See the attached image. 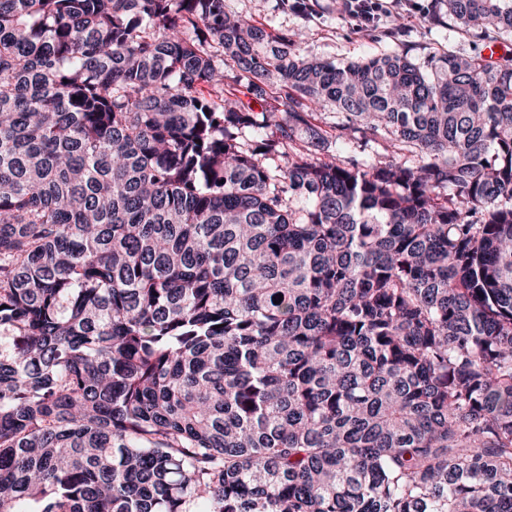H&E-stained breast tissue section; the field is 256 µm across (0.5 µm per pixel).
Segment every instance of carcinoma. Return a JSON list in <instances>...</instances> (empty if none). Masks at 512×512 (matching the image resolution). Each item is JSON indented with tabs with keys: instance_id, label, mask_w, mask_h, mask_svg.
<instances>
[{
	"instance_id": "cac0c4a2",
	"label": "carcinoma",
	"mask_w": 512,
	"mask_h": 512,
	"mask_svg": "<svg viewBox=\"0 0 512 512\" xmlns=\"http://www.w3.org/2000/svg\"><path fill=\"white\" fill-rule=\"evenodd\" d=\"M302 44L0 0V512H512V55Z\"/></svg>"
}]
</instances>
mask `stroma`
<instances>
[{
  "label": "stroma",
  "mask_w": 512,
  "mask_h": 512,
  "mask_svg": "<svg viewBox=\"0 0 512 512\" xmlns=\"http://www.w3.org/2000/svg\"><path fill=\"white\" fill-rule=\"evenodd\" d=\"M225 5L229 12L253 18L275 32L305 28L304 53L339 64L358 62L375 54L403 53L421 62L437 49L470 57L484 53L494 43L512 54V34L466 31L453 21L422 9L384 18L377 29L364 31L337 12L335 0H320L319 14L308 21L294 13L278 11L275 0H225Z\"/></svg>",
  "instance_id": "stroma-1"
}]
</instances>
